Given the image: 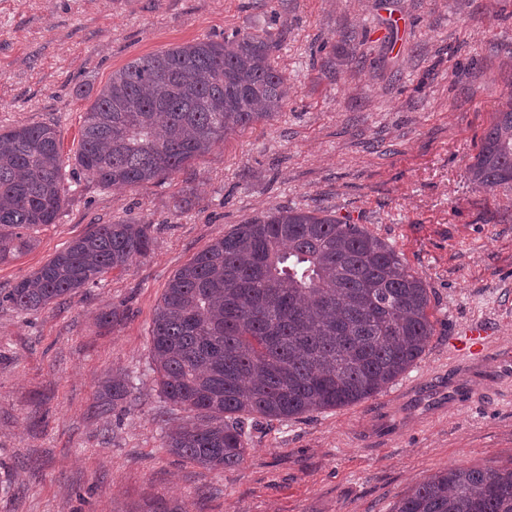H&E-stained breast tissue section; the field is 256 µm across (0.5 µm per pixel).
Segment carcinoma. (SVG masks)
Masks as SVG:
<instances>
[{
    "label": "carcinoma",
    "mask_w": 512,
    "mask_h": 512,
    "mask_svg": "<svg viewBox=\"0 0 512 512\" xmlns=\"http://www.w3.org/2000/svg\"><path fill=\"white\" fill-rule=\"evenodd\" d=\"M278 40L235 31L134 59L84 114L76 165L98 185L180 172L224 138L273 120L288 83ZM50 124L0 129V262L31 250L66 201ZM491 193L512 186V106L495 114L469 165ZM152 225L117 220L85 234L0 299L29 314L125 271L153 247ZM434 335L427 284L357 224L276 209L215 239L170 279L151 330L163 396L187 412L164 447L208 471L240 465L248 420H286L384 391ZM129 376L100 382L94 413L128 402ZM392 512H512V466H452Z\"/></svg>",
    "instance_id": "1"
}]
</instances>
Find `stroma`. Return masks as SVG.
<instances>
[{
  "label": "stroma",
  "instance_id": "35a3bbf8",
  "mask_svg": "<svg viewBox=\"0 0 512 512\" xmlns=\"http://www.w3.org/2000/svg\"><path fill=\"white\" fill-rule=\"evenodd\" d=\"M236 30L279 39L288 101L274 120L160 182L84 177L83 117L113 71ZM511 100L512 0H0V127L54 124L69 189L35 247L0 263V291L88 225L134 219L155 237L128 270L38 312L0 305V512H390L448 467L512 464V187L487 194L466 173ZM289 207L392 247L430 288L435 333L379 395L248 421L243 464L208 471L162 446L181 413L151 361L155 311L215 238ZM475 320L493 334L463 372L454 345ZM112 370L132 375L133 401L92 416Z\"/></svg>",
  "mask_w": 512,
  "mask_h": 512
}]
</instances>
